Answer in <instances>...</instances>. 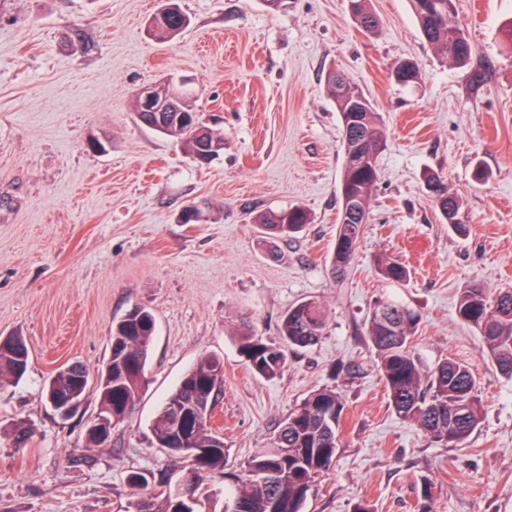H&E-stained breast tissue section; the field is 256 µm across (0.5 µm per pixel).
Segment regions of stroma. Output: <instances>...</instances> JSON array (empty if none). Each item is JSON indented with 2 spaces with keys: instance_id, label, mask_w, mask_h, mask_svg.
Here are the masks:
<instances>
[{
  "instance_id": "obj_1",
  "label": "stroma",
  "mask_w": 512,
  "mask_h": 512,
  "mask_svg": "<svg viewBox=\"0 0 512 512\" xmlns=\"http://www.w3.org/2000/svg\"><path fill=\"white\" fill-rule=\"evenodd\" d=\"M474 46L470 61L441 59L423 39L410 0H370L380 27L361 31L348 0H179L190 26L173 39L147 23L163 0H0V336H24L26 375L0 386V420L34 435L0 436V512H127L134 472L181 473L149 447V424L199 355L224 361L217 426L224 476L208 478L210 512H224V477L271 448L280 423L313 390L343 399L340 445L306 512H512V379L458 320L474 284L512 288V47L502 25L512 0H454ZM417 65L400 85L392 65ZM345 73L383 118L386 142L357 257L331 275L341 212L342 128L325 90ZM187 79L224 151L197 166L180 143L143 126L134 95ZM100 139L103 152L86 142ZM486 179L475 180L476 169ZM445 179L468 220L445 223L425 180ZM200 203L206 219L179 220ZM290 206L311 218L296 237L266 242L254 211ZM409 271L388 283L377 259ZM393 297L421 322L425 363H468L483 420L460 448L436 443L396 415L366 326ZM303 299L326 311L314 346L289 354L280 375L256 374L238 351L252 331L279 338ZM141 306L156 319L147 382L109 443L86 445L98 411L87 394L60 418L45 381L73 363L97 374L113 321Z\"/></svg>"
}]
</instances>
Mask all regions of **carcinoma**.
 I'll return each instance as SVG.
<instances>
[{
    "label": "carcinoma",
    "mask_w": 512,
    "mask_h": 512,
    "mask_svg": "<svg viewBox=\"0 0 512 512\" xmlns=\"http://www.w3.org/2000/svg\"><path fill=\"white\" fill-rule=\"evenodd\" d=\"M422 35L435 53L459 65L472 54V46L460 24L454 20V0H411ZM351 11L359 27L367 32L380 25L378 16L368 8L369 0H350ZM189 25L188 16L158 17L150 20L152 30L168 38L181 34ZM326 91L336 105L343 135V152L359 150L368 158L360 166L343 164L340 185L349 188L358 198L364 214L370 204L378 180V156L385 142L381 115L375 111L367 95L353 89L344 73L332 70L327 77ZM364 101V112L354 129L344 121L349 102ZM187 119L171 122L157 132L181 143L186 154L199 166L211 162L223 149H212L216 139L224 141V132L208 127L209 135L200 134L204 126L194 110L192 95L186 93ZM261 233L288 238L309 223L307 211L299 206L267 210L252 217ZM361 225L350 224L340 217L336 240H344L350 249H335L332 270H341L354 260L359 244ZM383 277L400 285L408 271L397 260L378 258ZM458 317L475 328L482 337V352L492 360L501 374L512 378V289L491 292L473 285L463 289L456 305ZM420 315L402 302L388 298L379 301L368 320V336L375 349L389 404L402 419L411 421L436 442L450 448L461 447L482 421L483 405L480 386L469 366L452 358L433 365L425 364L414 350ZM325 325V311L314 300L301 301L283 315L280 341L271 342L253 333L238 338L239 353L250 367L266 379H274L288 361V352L317 343ZM155 318L142 308L134 307L112 324V382L103 377L93 380L79 366L83 383L73 384L63 372L53 374L46 388L57 384L76 390V398L85 399L94 391L98 397L99 414L122 423L134 410L146 383V371L153 344ZM29 359L23 337H7L0 346V384L17 382V356ZM224 389V363L220 358L203 354L185 371L162 404L150 424L151 441L163 447L173 463H185L194 473L193 482L182 496L165 491L148 490L149 479L142 473L129 477L137 490L128 512H204L210 493L202 487L205 475L224 473V439L213 428L211 420ZM344 405L334 389L321 388L311 392L284 419L273 441V449L261 451L247 461L245 477L235 479L224 489V512L232 505L241 512H304L308 493L317 477L328 471L336 458L340 423ZM182 422L183 433L175 430Z\"/></svg>",
    "instance_id": "carcinoma-1"
}]
</instances>
